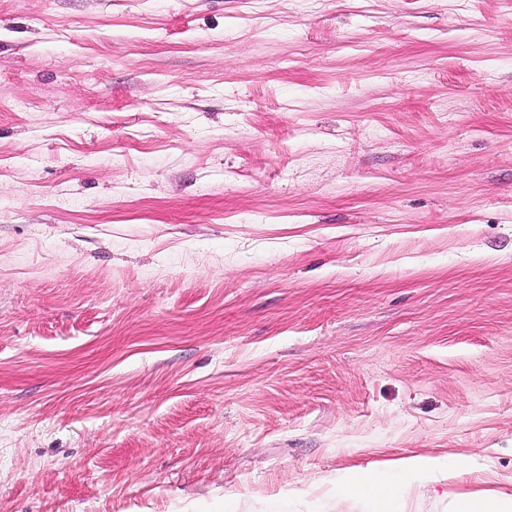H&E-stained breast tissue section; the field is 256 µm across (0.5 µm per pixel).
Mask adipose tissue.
Listing matches in <instances>:
<instances>
[{"label": "adipose tissue", "mask_w": 512, "mask_h": 512, "mask_svg": "<svg viewBox=\"0 0 512 512\" xmlns=\"http://www.w3.org/2000/svg\"><path fill=\"white\" fill-rule=\"evenodd\" d=\"M467 466L462 457L406 453L381 467L350 469L337 492L341 497L361 501L370 512H404L410 490L448 482Z\"/></svg>", "instance_id": "obj_1"}]
</instances>
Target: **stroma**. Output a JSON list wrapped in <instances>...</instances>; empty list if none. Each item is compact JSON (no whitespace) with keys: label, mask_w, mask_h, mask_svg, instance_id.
Segmentation results:
<instances>
[{"label":"stroma","mask_w":512,"mask_h":512,"mask_svg":"<svg viewBox=\"0 0 512 512\" xmlns=\"http://www.w3.org/2000/svg\"><path fill=\"white\" fill-rule=\"evenodd\" d=\"M512 491V0H0V512ZM464 457L406 453L387 462L383 467L348 469L349 476L338 483L337 493L347 499L359 500L363 512H406L405 497L415 487L446 483L467 469ZM403 478L396 482L390 474Z\"/></svg>","instance_id":"1"}]
</instances>
